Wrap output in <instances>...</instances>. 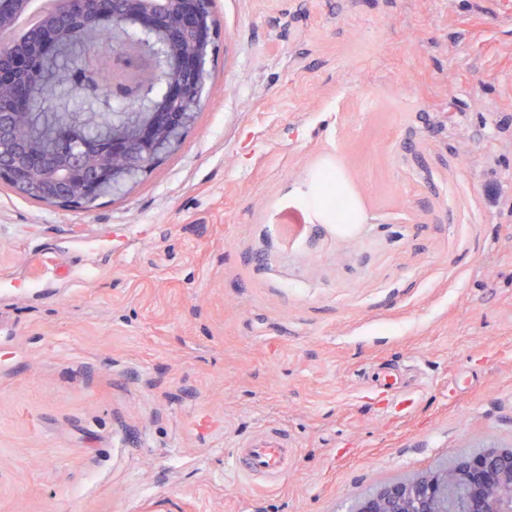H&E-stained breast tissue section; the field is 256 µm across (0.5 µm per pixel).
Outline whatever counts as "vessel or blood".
Masks as SVG:
<instances>
[{"instance_id": "b4317fda", "label": "vessel or blood", "mask_w": 512, "mask_h": 512, "mask_svg": "<svg viewBox=\"0 0 512 512\" xmlns=\"http://www.w3.org/2000/svg\"><path fill=\"white\" fill-rule=\"evenodd\" d=\"M231 460L233 468L253 485L274 484L288 468V433L278 426H265L239 444Z\"/></svg>"}]
</instances>
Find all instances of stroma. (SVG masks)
<instances>
[{
    "label": "stroma",
    "mask_w": 512,
    "mask_h": 512,
    "mask_svg": "<svg viewBox=\"0 0 512 512\" xmlns=\"http://www.w3.org/2000/svg\"><path fill=\"white\" fill-rule=\"evenodd\" d=\"M213 12L203 107L126 193L0 183V512H352L512 446V0ZM268 424L295 455L254 488ZM237 447L232 466L254 486L274 484L288 470V433L279 426L267 425Z\"/></svg>",
    "instance_id": "1"
}]
</instances>
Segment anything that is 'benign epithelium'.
I'll return each mask as SVG.
<instances>
[{
	"mask_svg": "<svg viewBox=\"0 0 512 512\" xmlns=\"http://www.w3.org/2000/svg\"><path fill=\"white\" fill-rule=\"evenodd\" d=\"M112 23L115 31H132L119 49L143 60L152 73L158 59L145 50L140 37L164 35L161 47L172 66L164 79L163 96L171 111L135 117L128 130L113 132L112 151L126 154L127 162L95 166L87 182L73 180L71 170L57 165L49 153L32 156L25 167L0 160V168L19 192L52 206L91 205L109 185L129 184L132 170L144 173L159 164L180 143L176 133L191 124L193 113L182 111L181 106L196 99L193 80H206L207 61L216 51L212 16L201 13L197 0H112ZM26 65L23 56L12 52L8 63L0 64V87ZM75 67L103 106H109L112 85L100 82L81 59ZM29 103L28 90L20 88L0 110V138L12 136L14 119L26 112ZM354 512H512V448L487 447L456 457L449 469L437 465L389 482L358 499Z\"/></svg>",
	"mask_w": 512,
	"mask_h": 512,
	"instance_id": "obj_1",
	"label": "benign epithelium"
}]
</instances>
